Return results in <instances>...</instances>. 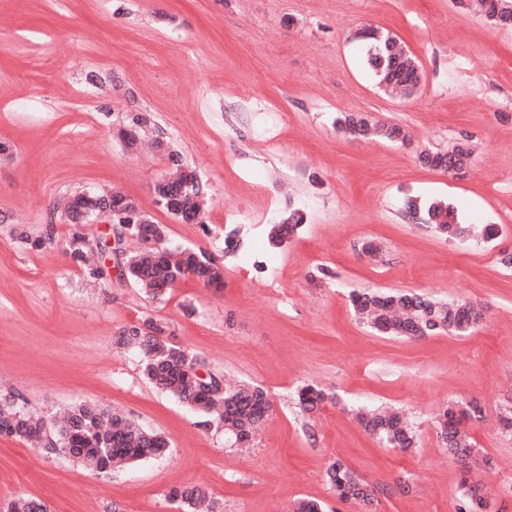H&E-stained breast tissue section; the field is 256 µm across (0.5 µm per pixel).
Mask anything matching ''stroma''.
<instances>
[{
  "label": "stroma",
  "instance_id": "35a3bbf8",
  "mask_svg": "<svg viewBox=\"0 0 512 512\" xmlns=\"http://www.w3.org/2000/svg\"><path fill=\"white\" fill-rule=\"evenodd\" d=\"M367 26L417 58L412 97L385 94L365 70L354 34ZM248 86L274 113L251 118ZM128 112L150 113L168 150L126 148L115 129ZM345 112L410 139L352 138L336 124ZM459 139L474 152L463 177L418 162ZM0 142V397L46 417L91 403L171 442L161 458L96 476L2 435L0 505L30 496L49 512H183L172 491L200 482L222 512H292L300 498L358 512L323 479L338 458L374 487L379 512H456L462 472L432 417L474 399L482 413L466 429L492 465L471 478L493 512H512V433L498 425L512 400V28L487 22L475 0H0ZM172 150L207 188L204 224L154 203ZM113 188L165 225L164 247L223 266V286L186 278L154 298L106 254L107 279L87 283L65 254L57 202ZM411 197L447 199L465 223L500 233L442 238L405 215ZM295 209L306 224L270 247L271 225ZM50 221L53 248L21 242ZM228 236L238 254L225 252ZM369 289L477 302L486 317L465 336H380L349 302ZM150 320L203 371L269 392L252 445L232 446L144 378L139 350L117 338ZM307 383L335 402L303 414L294 395ZM360 405L403 409L417 448L379 445L352 415Z\"/></svg>",
  "mask_w": 512,
  "mask_h": 512
}]
</instances>
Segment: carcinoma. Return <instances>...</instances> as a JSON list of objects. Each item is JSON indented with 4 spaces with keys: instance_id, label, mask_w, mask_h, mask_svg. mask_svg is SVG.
Returning a JSON list of instances; mask_svg holds the SVG:
<instances>
[{
    "instance_id": "1",
    "label": "carcinoma",
    "mask_w": 512,
    "mask_h": 512,
    "mask_svg": "<svg viewBox=\"0 0 512 512\" xmlns=\"http://www.w3.org/2000/svg\"><path fill=\"white\" fill-rule=\"evenodd\" d=\"M365 67L374 75L379 88L395 91L399 88L413 94L419 87L422 73L418 62L405 45L390 33L374 34L366 43L363 55ZM337 123L341 130L352 137H377L390 142L405 143L408 133L397 124H379L367 114L350 112L341 116ZM124 124L129 128L132 147L139 135L152 126L150 117L143 112H129ZM173 171L168 176V194L173 206L166 211L184 221L186 207L201 211L205 199L198 195L202 186L197 170L185 163L178 153L168 154ZM472 150L464 140H458L446 149H424L418 155L419 162L431 169L444 165L464 164L471 161ZM119 192L91 191L73 195L67 205L66 220L69 224H93L100 211L113 209L111 224L115 237L125 235L153 236L156 247L142 249L123 260L129 281L157 297L167 288L187 276L195 275L206 285H220L224 270L213 263L204 253L191 249L168 251L160 246L165 238V227L153 221L140 209H130ZM407 211L416 215L424 212L423 221L431 225L442 237L454 239L465 231L453 207L442 200L422 202L410 198ZM306 223V216L299 210L288 213L282 224L272 231L271 241L294 233ZM20 239L35 251H43L55 244L54 227L45 225L41 234L31 237L21 234ZM70 259L87 279L98 281L104 269L91 260L93 248L89 240L74 232L65 241ZM351 304L358 317L376 334L397 338H416L424 333L448 331L466 335L480 324L481 314L473 303L460 301L445 303L410 291H366L351 296ZM164 326L150 322L125 326L120 331V342L137 347L143 356V374L157 388L170 394L180 403L208 418V423L224 429V436L234 444H248L263 425L272 404L267 392L254 384L226 386L213 395L194 390V356L179 346L162 338ZM332 400L323 389L306 384L296 392V404L304 413H313ZM481 413L473 402H452L440 414L436 425L437 437L448 451V456L460 464L463 471H470L476 455L470 436L462 422ZM363 430L383 445L408 450L416 444V432L398 411L386 407L363 409L357 413ZM0 435L18 441L38 440L45 447L58 450L74 462L89 467L97 474H108L123 463L152 458L166 452L168 438L158 432L141 427L122 413L109 412L96 405L80 404L70 409L60 423L47 421L16 407L10 397L0 399ZM325 482L337 500L358 506L361 512H377L379 500L374 488L362 480L343 461H331L325 470ZM480 487L463 480L457 499L456 512H485L486 500L479 494ZM187 512H219L207 486L191 483L172 493ZM43 505L32 497L19 496L11 499L3 512H40Z\"/></svg>"
}]
</instances>
